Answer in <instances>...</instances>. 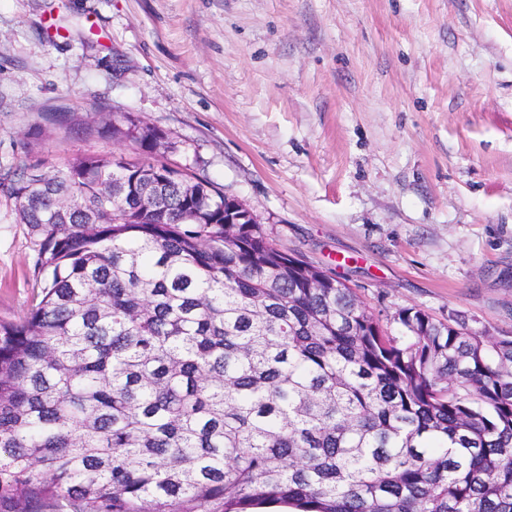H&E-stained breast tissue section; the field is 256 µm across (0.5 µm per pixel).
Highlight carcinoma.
Here are the masks:
<instances>
[{
	"mask_svg": "<svg viewBox=\"0 0 512 512\" xmlns=\"http://www.w3.org/2000/svg\"><path fill=\"white\" fill-rule=\"evenodd\" d=\"M142 157L13 171L42 298L0 320V512H512V335L385 332L327 269Z\"/></svg>",
	"mask_w": 512,
	"mask_h": 512,
	"instance_id": "1",
	"label": "carcinoma"
}]
</instances>
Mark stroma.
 Here are the masks:
<instances>
[{
  "instance_id": "stroma-1",
  "label": "stroma",
  "mask_w": 512,
  "mask_h": 512,
  "mask_svg": "<svg viewBox=\"0 0 512 512\" xmlns=\"http://www.w3.org/2000/svg\"><path fill=\"white\" fill-rule=\"evenodd\" d=\"M128 114L391 333H512V0H0V168L138 158ZM39 293L0 191V320Z\"/></svg>"
}]
</instances>
